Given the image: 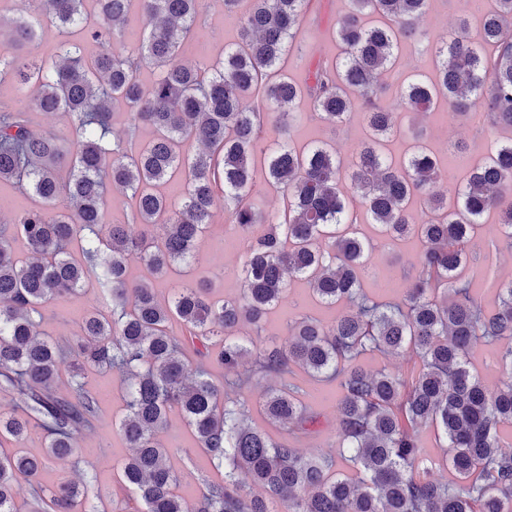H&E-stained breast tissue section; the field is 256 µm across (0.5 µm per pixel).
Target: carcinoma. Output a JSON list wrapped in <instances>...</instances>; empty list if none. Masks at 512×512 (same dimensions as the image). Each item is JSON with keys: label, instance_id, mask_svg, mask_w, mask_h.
<instances>
[{"label": "carcinoma", "instance_id": "obj_1", "mask_svg": "<svg viewBox=\"0 0 512 512\" xmlns=\"http://www.w3.org/2000/svg\"><path fill=\"white\" fill-rule=\"evenodd\" d=\"M40 2L41 11L28 17L0 15V83L32 92L41 112L66 110L72 137L33 130L18 103L0 107V182H26L33 199L10 233L0 232V404L12 405L0 412V440L19 443L37 428L48 457L63 460L94 427V394L76 380L68 393L58 392L59 359L71 355L77 376L108 367L127 377L119 427L131 454L121 481L143 512H512V451L503 446L512 426V279L496 285V305L485 310L462 275L468 265L489 268L498 251L495 237L471 250L485 215L496 214L512 241V143L441 191L445 177L422 143L423 130L397 128L398 112L425 113L441 102L493 127H512V0H497L484 16L479 43L463 22L450 34L419 33L416 20L428 0H349L334 31L344 57L332 66L301 59V83L281 76L282 60L310 0H253L239 15L238 42L208 76L182 57L194 39L199 0ZM134 8L146 35L131 50L117 36ZM370 14L386 23L367 25ZM47 20L65 38L37 59L27 47ZM412 40L431 53L435 78L410 80L388 101L380 77ZM87 41L100 45L97 55L86 56ZM145 62L159 71L149 87L139 81ZM302 98L331 124L359 106L370 133L349 162L333 148L290 146ZM120 106L131 122L116 132ZM272 118L279 138L264 166L266 182L287 199L281 215L253 199V154ZM141 126L153 129L152 140L138 139ZM396 136L414 141L399 167L381 151V141ZM191 140L199 145L192 156L184 150ZM177 180L185 189L172 203L158 187ZM108 184L136 199L123 224L106 221ZM349 194L381 226V240L350 231L356 217ZM417 196L429 201L423 217L409 210ZM220 200L244 256L240 296L215 300L208 286L197 285L161 300L150 279L129 278L133 260L153 276L188 263ZM256 224L271 230L253 236ZM411 234L423 247L402 302L369 296L360 280L369 254ZM17 239L29 253L21 265L11 255ZM76 241L77 259L69 250ZM287 275L346 311L330 326L300 313L281 343L239 340L242 325L259 328L284 298ZM92 282L110 314L85 313L66 345L41 337L39 308ZM174 316L185 329L180 336L168 330ZM482 344L491 346L493 387L473 368ZM367 350L410 353L419 367L368 372L358 363ZM195 357L237 375V387L253 377L275 381L261 410L283 440L251 426L244 403L224 397L206 365L188 372ZM298 369L315 381H338L336 437L354 475L341 472L330 454L304 456L295 448L318 424L300 398ZM172 405L224 466V482L208 486L191 508L176 492L179 474L159 439ZM425 427L443 441L439 459L420 442ZM44 465L43 457L0 453V512H15L19 475L33 488L30 512H78L79 485H41ZM436 469L452 480L435 478Z\"/></svg>", "mask_w": 512, "mask_h": 512}]
</instances>
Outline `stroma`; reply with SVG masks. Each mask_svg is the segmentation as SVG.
I'll return each mask as SVG.
<instances>
[{
  "label": "stroma",
  "mask_w": 512,
  "mask_h": 512,
  "mask_svg": "<svg viewBox=\"0 0 512 512\" xmlns=\"http://www.w3.org/2000/svg\"><path fill=\"white\" fill-rule=\"evenodd\" d=\"M497 0H430L427 11L417 22L420 32L454 31L459 20H467L468 35L479 40L481 19L484 13L495 8ZM348 0H314L306 14L302 29L308 34L302 44L304 52L323 62L335 61L343 52L342 45L332 35L336 22L347 12ZM203 22L198 27L193 47L187 52L190 61H202L210 65L223 59L226 46L239 39L236 19L224 13L223 0H202ZM301 120L291 133V143L301 150L312 144H328L336 148L342 157H349L352 146L367 135L363 115L352 112L346 123L336 127L312 117L309 100L297 103ZM426 142L440 165H452L455 179H463L475 163L487 159L497 149L512 141V130L491 128L482 119L473 116L467 119L451 112L447 105H439L425 119ZM459 141L467 144L466 153L449 158L448 144ZM235 233L224 221L223 208H216L214 221L209 231L198 241L193 257L185 272H170L154 283L159 298H167L174 289L186 284L206 282L214 298L232 297L239 293L240 283L235 271L242 261L240 250L225 251V240ZM420 248L417 239L411 238L390 247L371 253L368 266L370 277L364 278L366 290H374V274L391 272L396 283L391 297L403 294L406 281L403 271L409 268ZM299 302L304 310L324 322H332L342 313V306L327 307L318 303L309 284L301 279H291L288 298L268 311L260 330L243 327L241 336L265 344L280 342L287 338L293 319L292 302ZM100 305L99 292L86 288L77 293L59 297L40 310L39 330L44 338L68 339L77 332L79 318ZM87 390L99 398L97 421L91 432L83 434L77 444L70 463L49 461L41 474L43 485L52 486L64 479L87 487L81 512H134L135 496L118 482L117 472L130 455L131 450L119 429V421L125 413L127 383L123 376L106 369H92L82 377ZM325 399L313 400L315 410L324 414L326 423L320 431L299 443L304 453L319 449L333 450L338 446L336 425L332 420L335 404L331 397L337 391L336 382L323 384ZM160 440L168 450V458L181 473L179 494L187 503H194L207 484L224 479L223 467L215 465L199 447L194 432L187 424L185 415L176 408L170 409L167 426Z\"/></svg>",
  "instance_id": "35a3bbf8"
}]
</instances>
